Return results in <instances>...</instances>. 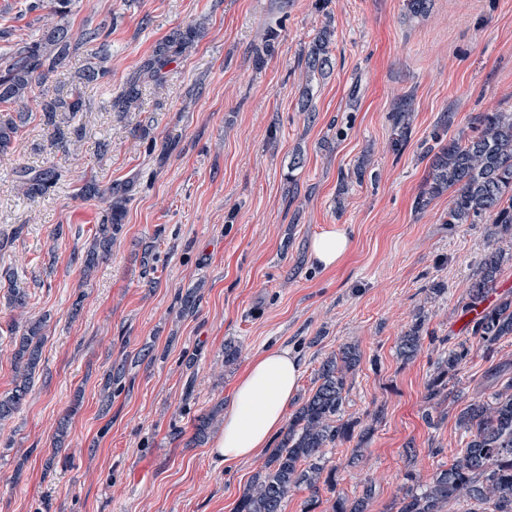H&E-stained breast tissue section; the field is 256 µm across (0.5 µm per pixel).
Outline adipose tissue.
<instances>
[{"instance_id": "ef3b65f1", "label": "adipose tissue", "mask_w": 512, "mask_h": 512, "mask_svg": "<svg viewBox=\"0 0 512 512\" xmlns=\"http://www.w3.org/2000/svg\"><path fill=\"white\" fill-rule=\"evenodd\" d=\"M301 365L288 349L254 354L237 379L224 409L223 431L214 444L220 463L243 462L281 430L298 386Z\"/></svg>"}]
</instances>
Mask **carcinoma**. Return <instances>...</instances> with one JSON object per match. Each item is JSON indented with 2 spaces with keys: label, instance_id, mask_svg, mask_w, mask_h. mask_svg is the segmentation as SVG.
<instances>
[{
  "label": "carcinoma",
  "instance_id": "obj_1",
  "mask_svg": "<svg viewBox=\"0 0 512 512\" xmlns=\"http://www.w3.org/2000/svg\"><path fill=\"white\" fill-rule=\"evenodd\" d=\"M73 0H33L29 10L59 18L60 22L46 28L41 39L18 46L0 61V104L24 105L35 100L46 123L54 127L59 138L64 132L57 124L58 114L83 110L85 101L79 89L65 95L50 89L47 82L52 73L62 67L69 56L88 44L96 52L79 75L80 83L89 85L102 79L107 70L101 62L108 56L109 45L101 27L88 29L75 37L63 22ZM199 24L173 30L152 54L128 76L112 98L116 112H130L140 106L141 86L151 82L157 87L167 83L168 66L194 46L202 35ZM334 30L322 27L302 50L307 76H322L330 69V44ZM19 125L16 119L0 113V155L13 148ZM23 192L28 197L46 195L54 186L56 172L52 168L23 169L18 172ZM452 188L455 194L448 206L447 224L496 225L501 245L484 255L472 275L464 308L476 313L467 323V339L440 354L436 372L428 381V401L461 399V389L451 383L470 355L472 340L490 350L505 336H512V298L492 306H484L489 291L496 286L502 271L505 252L512 250V112H485L478 119L477 134L463 142L450 140L440 144L432 156L428 189L417 198V207L428 206L431 197ZM129 186L100 189L87 181L81 187L86 198H101L107 208L96 225L92 244L86 251L84 266L90 270L112 248V240L122 223L129 201ZM8 304L25 309L28 292L20 283L11 281ZM44 320L30 321L22 333L12 337L14 388L0 396V425L22 405L39 370L45 336ZM430 335L425 320L418 317L400 337L397 352L410 359L422 348ZM357 348L344 346L328 355L317 370L316 388L291 415L288 426L276 448L268 455L264 467L243 491L235 512H283L288 493L301 486L312 493L319 484L329 490L336 486V469L327 467L326 450L353 438L356 422L343 419V405L351 388L350 379L360 365ZM126 364L113 365L105 375L104 401L112 402V386L121 383ZM496 389L489 394L466 402L457 415V425L463 432L464 448L448 467L438 469L431 481L410 487L401 498L394 500L393 512H442L449 504L460 506V512H512V376L499 372ZM217 405L196 418L193 440L203 441L217 423ZM372 486L352 499L338 496L333 512H367L372 500Z\"/></svg>",
  "mask_w": 512,
  "mask_h": 512
}]
</instances>
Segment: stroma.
<instances>
[{
	"instance_id": "1",
	"label": "stroma",
	"mask_w": 512,
	"mask_h": 512,
	"mask_svg": "<svg viewBox=\"0 0 512 512\" xmlns=\"http://www.w3.org/2000/svg\"><path fill=\"white\" fill-rule=\"evenodd\" d=\"M316 2L74 0L73 31L112 25L109 77L84 87L83 111L65 117L85 137L58 143L31 105L0 157L1 395L14 386L11 279L28 286L25 319L48 320L43 365L0 427V512H235L266 457L216 465L221 431L193 442L194 420L228 403L253 354L278 347L302 365L297 406L325 357L357 347L345 415L370 432L361 447L328 451L335 490H293L284 512L311 499L313 512H332L336 494L357 496L367 483L370 512H386L406 468L426 482L453 463L459 405H440L439 425L425 420L438 352L426 343L406 361L396 348L419 314L449 344L466 337L470 275L495 227L446 223L450 192L422 210L416 200L433 134L469 137L482 113L512 112V0H430L422 15L407 0H327L323 11ZM26 5L0 0V25L13 30L0 58L43 34ZM200 19L202 36L170 64L166 86H143L139 110L113 111L155 45ZM327 23L332 67L310 82L298 56ZM269 39L274 51L255 67ZM307 88L311 116L299 109ZM24 166L56 171L49 194H22ZM87 178L133 184L112 251L88 275L82 257L105 204L81 197ZM330 230L350 248L324 269L310 243ZM196 287V312L181 314V294ZM148 344L155 360L138 361ZM229 344L239 349L231 363ZM124 360L122 386L102 410L104 375ZM510 363L512 336L490 353L473 347L459 386L479 396ZM65 416L69 446L56 454Z\"/></svg>"
}]
</instances>
